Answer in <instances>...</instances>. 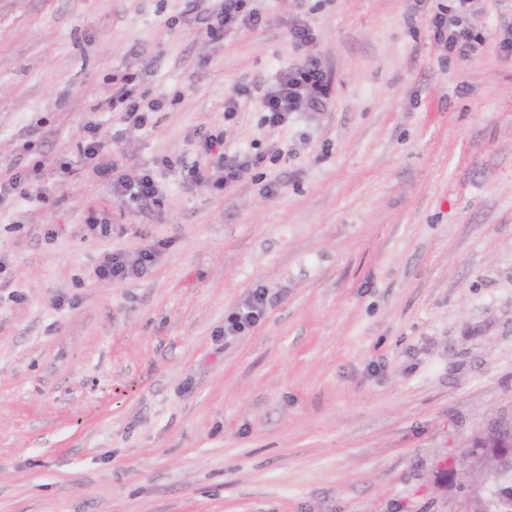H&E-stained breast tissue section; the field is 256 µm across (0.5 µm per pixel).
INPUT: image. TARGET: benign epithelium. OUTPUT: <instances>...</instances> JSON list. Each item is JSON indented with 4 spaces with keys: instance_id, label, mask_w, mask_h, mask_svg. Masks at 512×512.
Listing matches in <instances>:
<instances>
[{
    "instance_id": "1",
    "label": "benign epithelium",
    "mask_w": 512,
    "mask_h": 512,
    "mask_svg": "<svg viewBox=\"0 0 512 512\" xmlns=\"http://www.w3.org/2000/svg\"><path fill=\"white\" fill-rule=\"evenodd\" d=\"M474 454L486 478L462 512H512V436L495 430L478 439Z\"/></svg>"
}]
</instances>
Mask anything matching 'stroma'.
Here are the masks:
<instances>
[{
  "mask_svg": "<svg viewBox=\"0 0 512 512\" xmlns=\"http://www.w3.org/2000/svg\"><path fill=\"white\" fill-rule=\"evenodd\" d=\"M453 3L256 0L262 27L214 40L185 0H0V180L48 165L0 199V512H458L473 443L512 425V0H472L469 58L430 25ZM311 56L324 111L225 114ZM123 77L152 126L105 111ZM91 120L158 202L82 161ZM217 127L276 161L192 182ZM45 167V163H37L31 169L12 173L7 180L0 181V193L4 191L5 194H9L10 191L19 189L25 198H32V192L37 191L44 177ZM158 255L157 249H147L135 257L116 250L108 253L96 269L98 279L123 282L131 277H140L153 266ZM267 302L266 288H255L251 300L241 310L227 318V325H224L225 335L240 334L256 324L263 316Z\"/></svg>",
  "mask_w": 512,
  "mask_h": 512,
  "instance_id": "obj_1",
  "label": "stroma"
}]
</instances>
